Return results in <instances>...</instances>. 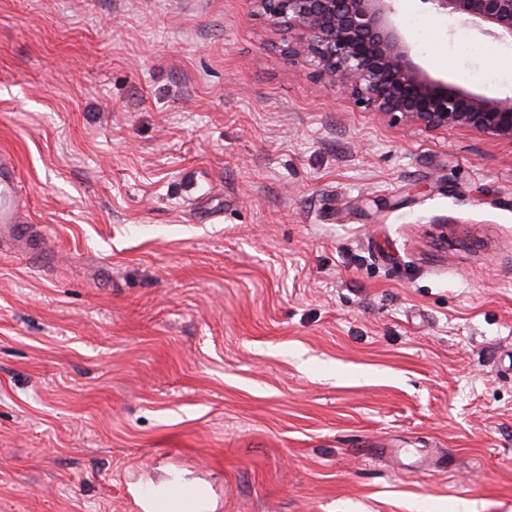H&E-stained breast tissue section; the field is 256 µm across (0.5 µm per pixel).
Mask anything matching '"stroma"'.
Instances as JSON below:
<instances>
[{"label":"stroma","mask_w":512,"mask_h":512,"mask_svg":"<svg viewBox=\"0 0 512 512\" xmlns=\"http://www.w3.org/2000/svg\"><path fill=\"white\" fill-rule=\"evenodd\" d=\"M432 74L512 49L407 0ZM255 0H0V512H512V141L369 112ZM18 183L15 164L9 156L2 154L0 157V234L3 236L5 232L18 245L28 247L33 244L29 241L26 226L18 219ZM139 504L145 512H168L174 507L164 485L154 489L148 497L140 498Z\"/></svg>","instance_id":"1"}]
</instances>
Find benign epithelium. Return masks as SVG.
Masks as SVG:
<instances>
[{"instance_id":"benign-epithelium-1","label":"benign epithelium","mask_w":512,"mask_h":512,"mask_svg":"<svg viewBox=\"0 0 512 512\" xmlns=\"http://www.w3.org/2000/svg\"><path fill=\"white\" fill-rule=\"evenodd\" d=\"M293 34L288 55L371 112L428 128L463 127L512 140V94L488 96L431 75L399 22L401 0H254ZM478 36L512 48V0H418Z\"/></svg>"}]
</instances>
